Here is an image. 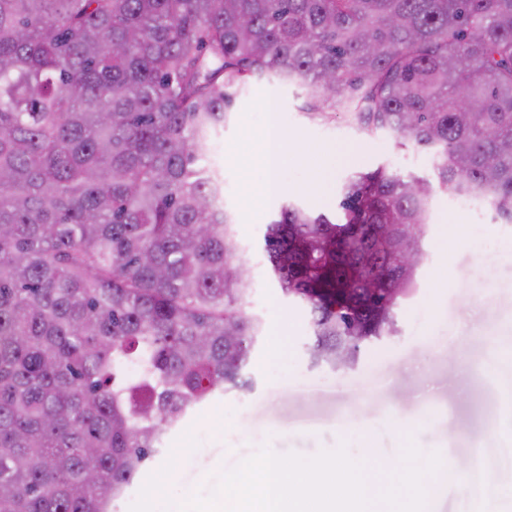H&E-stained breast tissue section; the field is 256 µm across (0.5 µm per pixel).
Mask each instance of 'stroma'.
I'll return each instance as SVG.
<instances>
[{
  "label": "stroma",
  "mask_w": 512,
  "mask_h": 512,
  "mask_svg": "<svg viewBox=\"0 0 512 512\" xmlns=\"http://www.w3.org/2000/svg\"><path fill=\"white\" fill-rule=\"evenodd\" d=\"M303 98L296 84L252 79L208 160L224 180V204L243 243L259 262L252 270L262 282L254 311L264 330L244 371L251 387L225 390L191 412L112 512H129L148 476L168 458L176 464L166 497L179 501L208 493L230 463L264 446L310 457L342 445L357 461L372 447L395 473L410 439L422 454L436 451L464 462L455 489L427 485L428 512H464L471 480L487 468L498 471L502 485H512V463L500 446L501 437L512 436V413L502 411L494 382L512 379V224L493 223L492 205L483 197L464 208L459 197L435 189L420 242L418 288L395 308L397 334L364 343L354 367L311 364L308 310L283 294L262 250L273 213L291 201L339 214L345 180L382 164L404 176L431 180L435 174L432 151L398 146L384 132L360 133L340 117L310 120L300 110ZM271 102L295 156L280 170L281 192L261 200L247 197L246 189L263 175L256 160ZM315 164L326 174L317 186L311 183ZM187 431L197 441L191 451L176 445Z\"/></svg>",
  "instance_id": "stroma-1"
}]
</instances>
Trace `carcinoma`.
Returning <instances> with one entry per match:
<instances>
[{
	"label": "carcinoma",
	"instance_id": "carcinoma-1",
	"mask_svg": "<svg viewBox=\"0 0 512 512\" xmlns=\"http://www.w3.org/2000/svg\"><path fill=\"white\" fill-rule=\"evenodd\" d=\"M314 121L430 149L512 223V0H0V512H112L261 323L207 164L254 77ZM431 183L354 174L266 226L313 363L357 362L417 288Z\"/></svg>",
	"mask_w": 512,
	"mask_h": 512
}]
</instances>
